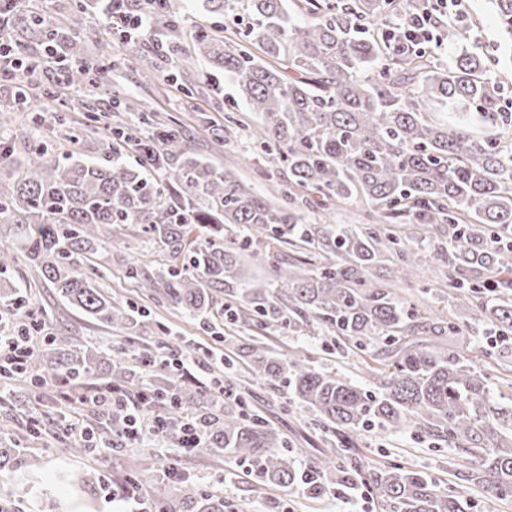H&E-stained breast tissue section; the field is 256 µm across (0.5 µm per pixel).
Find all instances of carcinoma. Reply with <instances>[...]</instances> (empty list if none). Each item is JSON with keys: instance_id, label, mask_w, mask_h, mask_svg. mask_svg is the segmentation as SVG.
I'll return each instance as SVG.
<instances>
[{"instance_id": "carcinoma-1", "label": "carcinoma", "mask_w": 512, "mask_h": 512, "mask_svg": "<svg viewBox=\"0 0 512 512\" xmlns=\"http://www.w3.org/2000/svg\"><path fill=\"white\" fill-rule=\"evenodd\" d=\"M70 25L58 27L38 14L20 20L41 40L45 54L62 44L66 56L84 57L83 3ZM512 45V0H494ZM422 0H202V7L232 24L230 45L212 30L193 35L197 54L224 70L238 90L224 119L244 105L257 126L256 151L288 172V183L260 196L253 187L189 150L181 132H162L167 180L123 160L118 137L109 136L104 162L78 152L54 153L29 132L23 152H0L11 170L0 189V224L9 246L0 267L21 265L52 284L70 306L93 322L121 333L145 328L136 313L106 294L84 266L112 231L135 225L169 254L158 273L153 261L127 266V277L147 290L164 289L182 313L208 330L221 315L263 330L297 332L313 320L325 333L363 351H377L385 369L378 395L337 374L313 368L292 351L274 354L260 343L243 344L236 357L248 378L288 381L299 403L328 433L326 443L346 452L347 430L408 425L475 460L461 480L491 498L512 497V407L499 404L489 375L450 349L465 332H481L508 357L512 345V112L500 103L503 78L485 70L464 45L467 34L442 21L435 43L455 48L444 60L428 43L405 50V34ZM130 16H146L157 29L176 32V0H130ZM285 62L288 67L280 66ZM94 66L68 68L66 82L43 90L55 100L72 87L94 82ZM16 107L40 119L23 81ZM88 124L73 141L97 127ZM358 206L355 223L302 224L303 213L328 219L344 204ZM243 225V238L224 234ZM446 280L448 314L418 304L395 289L394 276L412 281L426 244ZM297 248L270 262L266 282H249L244 265L277 245ZM225 307H217V294ZM25 299L16 284L0 281V311L22 318ZM100 379L106 388L143 392L176 438L187 418L197 420L204 446L249 464L259 480L321 499L332 485L353 483L355 469L338 465L303 476L284 441L240 399L221 400L215 388L190 391L178 370L146 349L111 353L97 343L48 335L42 349L20 367L0 368L12 392L53 380L72 388ZM97 438L119 449L120 414L99 413ZM89 440L74 438L59 452L82 456ZM370 489L387 512H464L460 492L439 490L420 472L389 466L370 472ZM170 512H224V497L206 489L167 490Z\"/></svg>"}]
</instances>
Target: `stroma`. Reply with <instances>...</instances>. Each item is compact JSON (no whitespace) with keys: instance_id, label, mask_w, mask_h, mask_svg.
<instances>
[{"instance_id":"obj_1","label":"stroma","mask_w":512,"mask_h":512,"mask_svg":"<svg viewBox=\"0 0 512 512\" xmlns=\"http://www.w3.org/2000/svg\"><path fill=\"white\" fill-rule=\"evenodd\" d=\"M179 3L183 12L178 36L153 29L146 41L137 46L105 34V15L98 6L89 7L83 32L87 57L94 63L107 59L109 66L96 86L74 89L65 101L45 104L38 126L39 138L60 155L75 150L92 161L105 158L107 144L102 136L91 134L77 143L71 138L74 126L85 114V102L91 100L98 109L109 112L112 126L140 138L152 134L151 120L176 122L192 151L247 180L256 193L267 194L273 184L283 181L284 175L267 169L260 158H247L251 147L250 113H239L238 126L225 131L224 103L231 98L234 88L225 82L223 73L210 70L198 57L192 39L194 30L200 26L223 33L224 20L207 13L197 2ZM464 9L469 23L467 45L483 58L492 73L504 74L506 82L500 98L503 106H510L512 49L502 41L495 8L491 0H465ZM135 55L140 56V63L135 68H126L125 59ZM195 77L204 80V93L187 90V80ZM123 98L136 100L137 111H116V101ZM134 235L131 228L117 235L111 251L103 254L100 262L113 297L141 316L146 334L127 337L102 328L62 301L48 281L31 277L24 282L22 292L28 298V307L44 321L47 331L82 340L103 339L116 349L147 345L155 353L165 355L169 349L159 346L160 335L154 327H168L173 335L191 341L190 346L178 349L187 362L182 372L186 388L222 382L234 396L245 399L251 413L262 417L287 441L299 469L324 466L331 450L314 416L292 398L286 382L271 386L248 381L245 364L230 362V348L252 338L276 351L297 347L312 367L336 371L365 389L373 386L367 371L372 356L351 355L345 347L333 346L330 339L313 331L265 333L252 326L231 323L225 324L220 335L204 331L162 297H150L127 278L125 268L132 259ZM466 354L489 372L496 398L511 405L512 372L498 365L495 355L487 349L485 337H470ZM58 411L50 395L40 387L25 393L0 392V436L13 432L25 456L41 461L32 474L24 468L0 473V501L9 500L11 512H129L131 505L124 499L129 472L143 474L163 464L179 471L178 482L185 487L219 490L233 512H382L365 480H357L351 488L333 487L324 498L310 500L302 491L286 493L279 487L259 483L248 465L203 450L186 452L176 440L167 437L148 435L137 443L126 444L119 452L98 448L84 457L64 456L55 452L54 438H36L26 432L32 417L47 419L57 416ZM349 440L352 457L365 467L381 468L395 463L421 471L439 488L459 490L465 512H512V498L492 500L462 487L458 474L468 467V460L432 437L404 427H376L350 432Z\"/></svg>"}]
</instances>
